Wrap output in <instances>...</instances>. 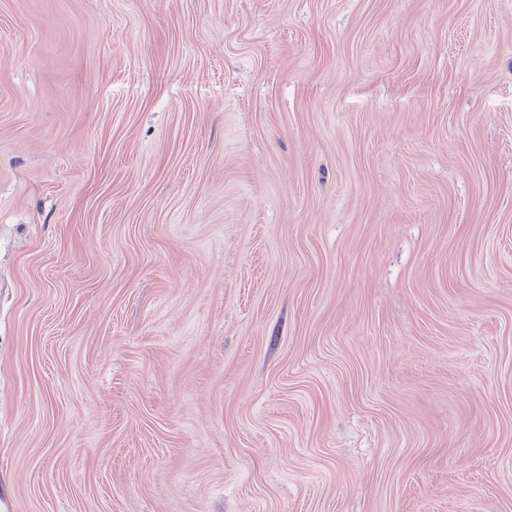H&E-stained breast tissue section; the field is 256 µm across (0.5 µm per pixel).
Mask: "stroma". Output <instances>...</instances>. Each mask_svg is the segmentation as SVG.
Returning <instances> with one entry per match:
<instances>
[{
	"instance_id": "stroma-1",
	"label": "stroma",
	"mask_w": 512,
	"mask_h": 512,
	"mask_svg": "<svg viewBox=\"0 0 512 512\" xmlns=\"http://www.w3.org/2000/svg\"><path fill=\"white\" fill-rule=\"evenodd\" d=\"M9 512H512V0H0Z\"/></svg>"
}]
</instances>
